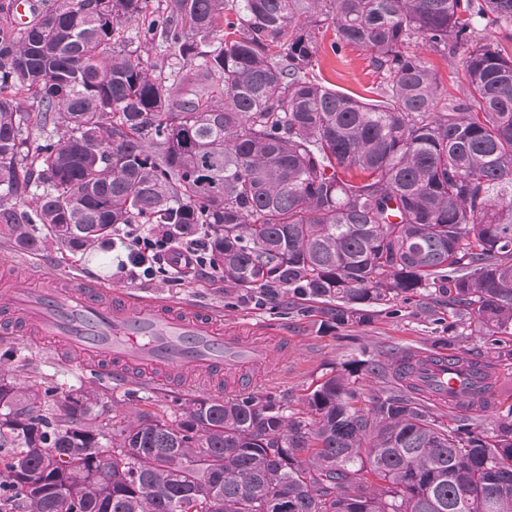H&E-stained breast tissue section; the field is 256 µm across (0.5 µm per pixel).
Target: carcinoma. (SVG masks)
Listing matches in <instances>:
<instances>
[{"label": "carcinoma", "mask_w": 512, "mask_h": 512, "mask_svg": "<svg viewBox=\"0 0 512 512\" xmlns=\"http://www.w3.org/2000/svg\"><path fill=\"white\" fill-rule=\"evenodd\" d=\"M149 0H61L26 24L0 0V235L74 253L121 224L207 230L224 282L286 286L338 326L446 282L512 359V0H176L152 71L120 39ZM235 20L224 31L220 21ZM370 52L374 97L316 73V42ZM464 49L444 99L419 44ZM43 133L33 144L32 131ZM415 355L356 367L285 414L254 397L98 421L101 397L0 379V512H512V408L446 423ZM167 43L162 40L161 37L155 40V42L150 45V50L146 54H143V60L148 65H155L156 70H165L168 71L169 63H174L171 60L169 48L167 47Z\"/></svg>", "instance_id": "obj_1"}]
</instances>
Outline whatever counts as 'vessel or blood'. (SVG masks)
Here are the masks:
<instances>
[{"instance_id":"obj_1","label":"vessel or blood","mask_w":512,"mask_h":512,"mask_svg":"<svg viewBox=\"0 0 512 512\" xmlns=\"http://www.w3.org/2000/svg\"><path fill=\"white\" fill-rule=\"evenodd\" d=\"M26 332L61 352L74 351L98 365L104 383L179 378L201 372L247 384L252 373L287 358V336L258 341L225 330L224 321L196 306L140 299L99 280L36 274L0 290V335ZM453 355L417 366L416 384L435 399L468 403L484 393L483 373L454 377Z\"/></svg>"}]
</instances>
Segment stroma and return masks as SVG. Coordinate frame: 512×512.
Here are the masks:
<instances>
[{
  "label": "stroma",
  "instance_id": "1",
  "mask_svg": "<svg viewBox=\"0 0 512 512\" xmlns=\"http://www.w3.org/2000/svg\"><path fill=\"white\" fill-rule=\"evenodd\" d=\"M332 41V31L319 36L316 58L320 76L342 92L366 95L380 81L366 51L347 46L337 53L331 48ZM420 52L437 73L442 94L464 98L460 55H443L425 45ZM112 256L108 240L71 256L51 242L41 243L37 251L30 252L0 238V269L18 281L35 270L49 277L91 275L140 296L202 304L222 315L225 328L244 336L260 329L287 333L294 345L287 359L256 371L252 386L243 391L287 409L297 408L318 383L360 360H381L398 351L416 354L465 350L486 359L491 356L483 333L449 304L446 296L432 289L392 308L372 309L359 323L338 327L326 322L322 303L301 300L282 288L274 300L258 307L244 299L242 289L226 286L219 274L190 276L182 284L170 285L161 278L148 281L130 277L117 268ZM0 377L17 384L37 380L55 387L61 395L82 386H96L101 396L100 415L106 422L118 413L140 409L171 413L194 399L243 393L232 381L217 383L200 374L192 375L186 390L151 381L100 385L88 360L75 353L58 355L34 337L19 341L0 336Z\"/></svg>",
  "mask_w": 512,
  "mask_h": 512
}]
</instances>
